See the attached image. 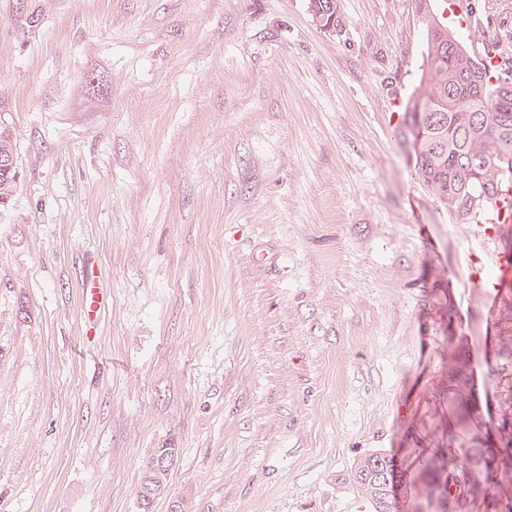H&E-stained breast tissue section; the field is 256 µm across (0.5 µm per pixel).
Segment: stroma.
<instances>
[{"label": "stroma", "instance_id": "obj_1", "mask_svg": "<svg viewBox=\"0 0 512 512\" xmlns=\"http://www.w3.org/2000/svg\"><path fill=\"white\" fill-rule=\"evenodd\" d=\"M512 35V0H474ZM0 0V512H137L151 449L188 512H371L383 450L447 447L448 393L512 422V248L419 178L414 0ZM109 303L82 318L87 260ZM462 362L456 383L448 369ZM307 2L309 11L320 27L326 30L331 27L336 30L342 26L343 18L339 0H308ZM493 264L497 269V277L488 282H474L477 288H482L485 298L488 301L495 302L501 288H505L512 282V253L510 250L496 249L491 253ZM152 453H154V456L158 459L165 460L164 469L160 473V476H162L164 487L167 489L166 493L164 495L160 496H147V492L144 488V474L142 471L140 484L137 491V504H138V511L139 512H153L154 503L158 498H161L163 496H168V475L169 471L175 461V458L177 457L178 451L174 448H154ZM161 487H159V490L163 491V485L160 483ZM164 489V491H165Z\"/></svg>", "mask_w": 512, "mask_h": 512}]
</instances>
